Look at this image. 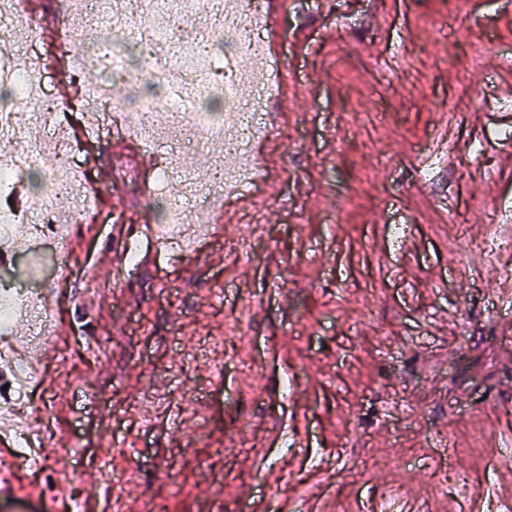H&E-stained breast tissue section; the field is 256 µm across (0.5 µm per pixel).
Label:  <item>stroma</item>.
<instances>
[{
  "label": "stroma",
  "mask_w": 512,
  "mask_h": 512,
  "mask_svg": "<svg viewBox=\"0 0 512 512\" xmlns=\"http://www.w3.org/2000/svg\"><path fill=\"white\" fill-rule=\"evenodd\" d=\"M67 28L73 55L107 36L132 73L95 70L111 98L82 99L80 120L147 94L150 60L120 29L80 11ZM275 29L267 64L289 92L271 105L283 136L257 153L268 199L230 208L218 258L188 252L120 278L103 261L112 213L144 249L143 213L160 219L171 201L212 223L197 200L218 190L191 167L202 153L212 169L223 159L206 138L173 151L175 178L146 191L156 144L139 166L111 137L45 119L46 102L68 106L53 73L33 98L0 83V112L37 126L47 161L58 134L82 141L71 197L104 198L102 222L68 237V278L49 237L22 238L0 272V284L52 287L65 331L23 393L42 407L40 460L0 494V512L74 500L111 512L119 496L130 512H289L300 497L318 512L403 499L472 512L495 468L512 494V461L495 447L512 429V303L493 295L498 266L512 264L494 221L512 203V141L494 136L512 129V0H288ZM393 224L406 227L396 243ZM236 320L242 333L226 336ZM81 387L93 403L73 402ZM112 433L124 447H106ZM62 439L76 446L59 463ZM460 478L471 493L455 490Z\"/></svg>",
  "instance_id": "stroma-1"
}]
</instances>
